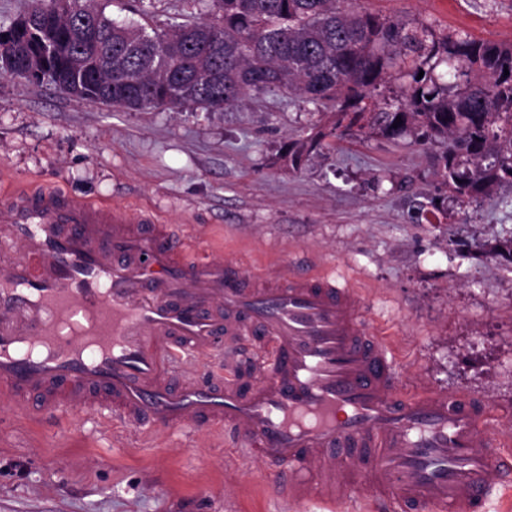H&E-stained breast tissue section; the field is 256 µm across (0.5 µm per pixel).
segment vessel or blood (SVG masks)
<instances>
[{"label": "vessel or blood", "instance_id": "vessel-or-blood-1", "mask_svg": "<svg viewBox=\"0 0 512 512\" xmlns=\"http://www.w3.org/2000/svg\"><path fill=\"white\" fill-rule=\"evenodd\" d=\"M0 394L34 420L223 427L290 505L488 512L512 481L489 405L409 391L355 284L248 276L153 212L53 187L0 192Z\"/></svg>", "mask_w": 512, "mask_h": 512}]
</instances>
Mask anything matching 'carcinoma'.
I'll return each mask as SVG.
<instances>
[{
	"label": "carcinoma",
	"mask_w": 512,
	"mask_h": 512,
	"mask_svg": "<svg viewBox=\"0 0 512 512\" xmlns=\"http://www.w3.org/2000/svg\"><path fill=\"white\" fill-rule=\"evenodd\" d=\"M76 2L77 15L62 20L52 0H31L28 26L12 38L19 57L44 58V82L61 91L81 56L80 79L100 88L93 104H109V85L144 109H221L270 88L298 92L330 119L288 148L294 168L355 127L395 141L414 126L446 144L438 175L452 196L476 199L512 183V44L462 31L438 37L343 0H210L209 17L151 34ZM442 65L453 82L436 73ZM394 76L405 87L390 104L380 89Z\"/></svg>",
	"instance_id": "obj_1"
}]
</instances>
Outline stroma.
<instances>
[{
  "label": "stroma",
  "instance_id": "obj_1",
  "mask_svg": "<svg viewBox=\"0 0 512 512\" xmlns=\"http://www.w3.org/2000/svg\"><path fill=\"white\" fill-rule=\"evenodd\" d=\"M120 24L161 31L207 17V0H94ZM436 33L512 42V0H349ZM322 107L269 89L221 111H127L0 76V171L19 184L158 213L244 273L276 280L319 263L364 286L407 385L479 394L512 457V187L460 202L436 175L443 146L355 132L292 169L287 146ZM437 206H430V199ZM423 204L421 218L412 207ZM259 463L218 432L103 428L97 415L39 424L0 396V512H290Z\"/></svg>",
  "mask_w": 512,
  "mask_h": 512
}]
</instances>
